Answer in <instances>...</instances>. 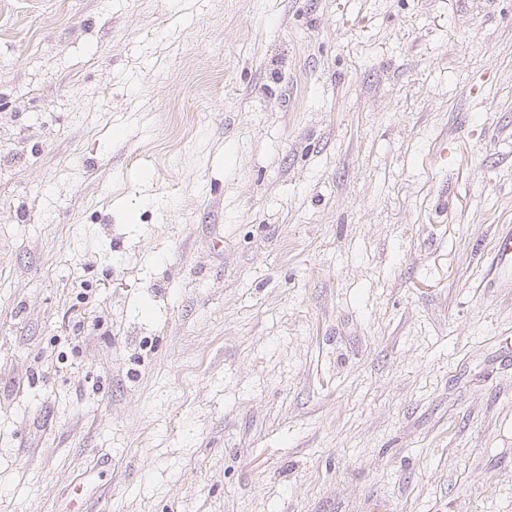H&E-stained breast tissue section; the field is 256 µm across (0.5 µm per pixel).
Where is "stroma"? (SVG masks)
<instances>
[{
  "label": "stroma",
  "instance_id": "obj_1",
  "mask_svg": "<svg viewBox=\"0 0 512 512\" xmlns=\"http://www.w3.org/2000/svg\"><path fill=\"white\" fill-rule=\"evenodd\" d=\"M512 0H0V512H512ZM495 278L508 276L512 279V226L502 225L491 251Z\"/></svg>",
  "mask_w": 512,
  "mask_h": 512
}]
</instances>
